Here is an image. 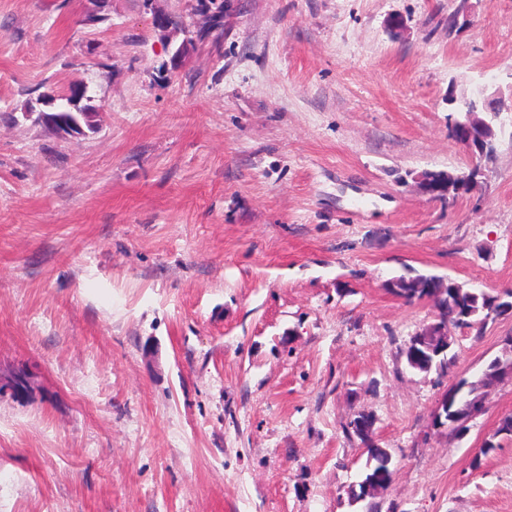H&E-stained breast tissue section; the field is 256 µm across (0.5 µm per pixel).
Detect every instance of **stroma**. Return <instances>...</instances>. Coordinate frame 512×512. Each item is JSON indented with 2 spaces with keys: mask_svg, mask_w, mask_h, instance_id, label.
Returning a JSON list of instances; mask_svg holds the SVG:
<instances>
[{
  "mask_svg": "<svg viewBox=\"0 0 512 512\" xmlns=\"http://www.w3.org/2000/svg\"><path fill=\"white\" fill-rule=\"evenodd\" d=\"M102 4L110 24L87 20ZM0 0V512H512V414L431 429L512 317L451 328L447 376L408 368L428 271L512 289V137L467 172L449 98L512 91V0ZM180 60H173L174 51ZM90 85L97 130L25 106ZM391 483L361 502L349 423ZM431 183L432 188H438L441 190L439 197L446 198L448 195V201L454 200L458 195V185L453 183L452 178L448 176V173L444 171L438 172H426L424 174L423 186Z\"/></svg>",
  "mask_w": 512,
  "mask_h": 512,
  "instance_id": "1",
  "label": "stroma"
}]
</instances>
